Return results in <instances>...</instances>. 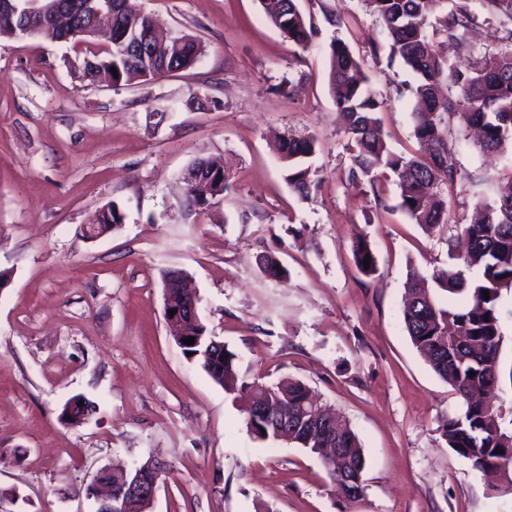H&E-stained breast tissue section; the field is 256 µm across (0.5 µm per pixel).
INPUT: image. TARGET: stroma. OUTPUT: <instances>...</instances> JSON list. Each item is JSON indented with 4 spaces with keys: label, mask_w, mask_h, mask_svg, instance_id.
<instances>
[{
    "label": "stroma",
    "mask_w": 512,
    "mask_h": 512,
    "mask_svg": "<svg viewBox=\"0 0 512 512\" xmlns=\"http://www.w3.org/2000/svg\"><path fill=\"white\" fill-rule=\"evenodd\" d=\"M140 3L170 35L201 41L193 67L87 86L68 44L0 39V512H95L98 470L153 457L171 471L150 512H512V491L448 447L442 422L458 399L404 327L408 269L447 268L448 232L411 224L395 183L376 197L346 179L333 39L359 57L391 148H418L413 76L372 56L388 42L376 16L364 0H296L315 29L302 49L259 0ZM289 135L317 140L318 188L305 199L275 147ZM448 138L464 177L444 194L452 223L467 224L512 175V142L482 155L455 120ZM198 157L223 159L232 190L188 216L181 175ZM112 201L123 224L86 239ZM359 237L377 258L369 276L354 263ZM266 255L287 283L264 277ZM173 269L194 278L207 331L244 380L302 381L347 420L366 459L362 499L341 503L307 449L258 440L241 400L182 353L163 315ZM497 308V403L512 429V287ZM77 395L92 411L72 426L60 413Z\"/></svg>",
    "instance_id": "obj_1"
}]
</instances>
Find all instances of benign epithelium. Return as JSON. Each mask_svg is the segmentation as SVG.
I'll return each instance as SVG.
<instances>
[{"instance_id":"obj_1","label":"benign epithelium","mask_w":512,"mask_h":512,"mask_svg":"<svg viewBox=\"0 0 512 512\" xmlns=\"http://www.w3.org/2000/svg\"><path fill=\"white\" fill-rule=\"evenodd\" d=\"M84 8L92 12L96 18V26L90 36L104 32L110 42L121 44L130 41L129 32L112 29V0H83ZM64 4L60 0H0V17L5 18L13 26L15 32L26 36L34 33V21L48 15L54 20L65 21ZM184 183L200 195L208 194L207 182L192 167L187 168L183 177ZM165 298L169 302L164 305V313L170 332L175 336L182 335V326L186 319H194L202 324L199 314V299L190 287L187 274L178 270L171 274L164 283ZM179 296V303L170 301L171 294ZM176 314H170V311ZM166 472L161 464L149 461L120 476L103 468L97 472L90 486V494L98 502L97 512H115L125 497L140 495L150 501L155 500Z\"/></svg>"}]
</instances>
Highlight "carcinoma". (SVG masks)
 <instances>
[{
  "mask_svg": "<svg viewBox=\"0 0 512 512\" xmlns=\"http://www.w3.org/2000/svg\"><path fill=\"white\" fill-rule=\"evenodd\" d=\"M365 2L387 31L388 60H401L415 75V83L405 90L418 103L412 119L421 151L406 155L389 147L378 117L381 103L363 87L361 65L349 44L336 38L330 44L329 89L349 134L348 181L355 187L369 188L378 198L381 178L394 177L400 189V208L414 223L428 234L446 225L464 240V254L449 256L452 263L448 269L434 274L433 279L441 290L465 295V301L448 306L438 303L425 286L426 276L412 268L405 283L403 321L414 347L460 400L459 409L443 421L442 436L448 447L469 460L476 470L506 469L512 465V456L501 450L512 449V431L502 427L496 406L501 344L497 302L500 290L512 286V194L484 204L485 214L480 221L452 225L448 223L442 187L452 186L462 178L455 152L448 145L451 118L480 129V147L484 151H497L512 140V0H481L480 12L471 8L469 0H453L449 10L445 8L446 0ZM261 5L284 37L303 49L307 47L312 25L296 8L295 0H261ZM431 17L435 24L430 26ZM69 18L71 23L65 30L45 21L40 36L51 40L66 37L74 46L84 47V59L91 63L82 66L79 78L91 84L108 80L128 85L147 83L164 66L169 73L192 67L202 53L201 42L191 35L156 41L149 15L126 10L112 17L113 26L129 29L130 35L146 41L151 51L144 56L135 55L113 46L101 53L91 48L84 18L72 12ZM480 25L490 29L495 43L503 48L484 53L475 65L462 70L433 50L432 37L441 35L459 52H471L468 35ZM279 152L288 184L298 195L309 197L317 188L309 163L316 154V140L289 136L280 142ZM231 187L228 173L216 172L210 198L202 201L188 192L186 210L193 213L209 209ZM96 218L107 232L123 221L113 202L101 208ZM353 257L360 273L370 275L376 271L377 259L367 241H354ZM367 257L368 268L364 266ZM261 268L278 285L289 279L288 269L273 257H264ZM211 353L214 357L197 356L194 361L215 383L241 393L250 389V383L238 382L235 353L226 347ZM265 392L267 413L310 415L307 422L289 428V441L314 454L330 445L339 449L337 458L324 460V465L331 482L339 485L340 497L351 500L344 478H363L366 460L350 425L320 412L310 401L309 389L298 380L282 379L265 386ZM80 401L82 397L75 396L65 403L62 418L66 422L79 424L86 418ZM246 420L256 438L278 439L260 412L246 408Z\"/></svg>",
  "mask_w": 512,
  "mask_h": 512,
  "instance_id": "carcinoma-1",
  "label": "carcinoma"
}]
</instances>
